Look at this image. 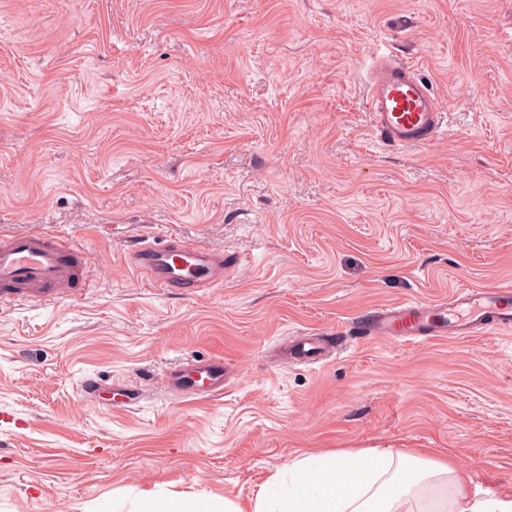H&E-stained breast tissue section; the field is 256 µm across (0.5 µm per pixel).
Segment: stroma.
<instances>
[{"label": "stroma", "mask_w": 512, "mask_h": 512, "mask_svg": "<svg viewBox=\"0 0 512 512\" xmlns=\"http://www.w3.org/2000/svg\"><path fill=\"white\" fill-rule=\"evenodd\" d=\"M447 114L376 138L377 56ZM223 249L193 298L121 260L142 229ZM75 237L77 295L0 302V512H130L139 493L247 504L303 451L425 448L512 496V328L367 339L404 300L512 282V0H0V237ZM290 336H336L323 364ZM222 395L164 397L191 356ZM132 381L124 408L84 377ZM331 344H323L321 340L302 336L288 342L284 349V356L291 362L314 364L325 359L333 349Z\"/></svg>", "instance_id": "obj_1"}]
</instances>
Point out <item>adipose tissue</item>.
Instances as JSON below:
<instances>
[{"label":"adipose tissue","mask_w":512,"mask_h":512,"mask_svg":"<svg viewBox=\"0 0 512 512\" xmlns=\"http://www.w3.org/2000/svg\"><path fill=\"white\" fill-rule=\"evenodd\" d=\"M134 512H512V498L469 495L452 460L398 448L299 454L248 506L193 495H139Z\"/></svg>","instance_id":"1"}]
</instances>
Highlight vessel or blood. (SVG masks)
Masks as SVG:
<instances>
[{"label": "vessel or blood", "instance_id": "vessel-or-blood-1", "mask_svg": "<svg viewBox=\"0 0 512 512\" xmlns=\"http://www.w3.org/2000/svg\"><path fill=\"white\" fill-rule=\"evenodd\" d=\"M367 109L372 127L387 145L424 146L442 132L444 112L428 82L410 65L377 57L366 81ZM128 268L155 287L193 297L224 281V252L167 237L140 236L123 254ZM82 285L71 241L25 232L0 239V294L30 301H51L64 289ZM512 327V284L468 288L443 302L411 301L378 308L358 323L359 336L455 339L488 327ZM287 360L314 364L331 352L330 345L303 336L288 342ZM226 381L220 356L194 357L165 373L161 384L182 398L222 394Z\"/></svg>", "mask_w": 512, "mask_h": 512}]
</instances>
